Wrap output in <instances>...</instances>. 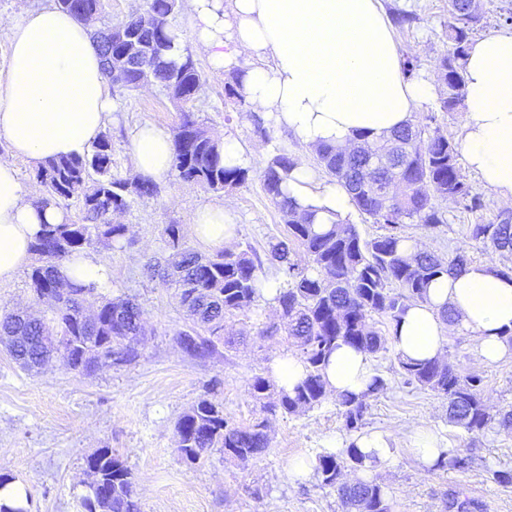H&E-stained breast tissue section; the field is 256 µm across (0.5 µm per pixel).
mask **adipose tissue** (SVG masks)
I'll list each match as a JSON object with an SVG mask.
<instances>
[{
    "label": "adipose tissue",
    "mask_w": 512,
    "mask_h": 512,
    "mask_svg": "<svg viewBox=\"0 0 512 512\" xmlns=\"http://www.w3.org/2000/svg\"><path fill=\"white\" fill-rule=\"evenodd\" d=\"M191 40L212 67L238 76L247 109L273 118L301 142L339 149L369 146L411 123L430 101V80L406 79L380 0H186ZM92 23L76 19L52 0L21 7L4 35L9 65L0 79V282L12 280L32 259L43 225L66 222L26 185L16 159L38 167L52 159L85 155L112 118L115 105L103 72ZM466 97L459 114L462 148L480 186L512 203V32L471 43L465 58ZM133 171L162 181L172 171L173 135L151 122L129 135ZM284 192L319 224L345 221L352 204L338 183L318 181L298 163ZM231 202L197 210L193 236L211 248L233 235ZM63 284L112 286L103 257L83 253L63 260ZM452 310L459 329L478 339L477 354L496 362L512 355V276L472 262L431 283L426 302L410 303L389 343L401 358L443 357ZM379 371L371 354L342 344L325 369L333 396L368 391Z\"/></svg>",
    "instance_id": "obj_1"
}]
</instances>
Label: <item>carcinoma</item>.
<instances>
[{"label":"carcinoma","instance_id":"cac0c4a2","mask_svg":"<svg viewBox=\"0 0 512 512\" xmlns=\"http://www.w3.org/2000/svg\"><path fill=\"white\" fill-rule=\"evenodd\" d=\"M56 5L73 16L87 20L102 9V0H56ZM178 0H150L145 14L128 19L97 37L104 65L123 55L138 56L145 69L132 70L125 90L141 87L142 77L166 89L177 85L180 122L173 130V170L178 179L194 182L219 192L243 184L248 169L226 167L220 142L199 124L194 101L203 82V72L185 51L181 61L169 59L172 50L170 18ZM448 42L450 52L438 68L446 94L439 109L452 113L465 99L462 61L479 19L470 14L468 0H450ZM319 165L341 184L353 206L380 224L385 233L363 237L356 225L335 223L326 229L314 224V214L300 213L283 191L296 158L278 151L261 172L263 186L282 215L286 232L270 244L268 260L283 275V288L276 298L281 325L270 324L259 331L272 338L284 329L288 349L305 365L306 376L293 392L277 386L265 373L252 376L250 394L259 411L297 415L312 410L329 398L323 369L337 342L342 341L370 354L388 350V336L375 326L374 317L398 321L409 302H424L435 278L460 270L472 262L461 249L442 257L421 249L403 256L400 245L411 240L409 224L431 229L443 223L436 201H450L456 208L475 212L483 200L466 180L458 165L456 145L438 126L427 132L414 124L399 128L386 143L375 148L360 145L350 150L331 146L315 149ZM44 186V202L56 206L74 197L81 202L82 224H45L36 237L33 251L38 263L28 272L36 298L53 299L49 313L41 318L8 313L0 316V336L11 337L10 356L25 368L41 366L51 357L64 358L70 367L90 371L98 363L124 365L138 357L142 335V310L133 298L108 299L94 285L60 286V262L84 251L102 239L119 243L127 226L112 224L108 215L130 207L131 193L153 197L157 185L144 180L135 185L112 173V138L104 133L86 155L52 160L36 169ZM469 238L498 252L512 253V214L497 221L478 222L468 227ZM168 251L163 278L171 279L180 292L190 322L178 333L177 341L191 356L205 357L217 346L233 340L224 336V317L246 312L259 302L261 258L250 249L221 248L202 256L187 248L183 230L168 224L162 232ZM405 385H417L448 400L449 421L466 432H483L495 422L512 428V408L490 414L484 403L483 376L461 373L447 361L412 362L397 359ZM378 376L373 387L360 396L336 398L347 433L355 435L364 426L371 397L386 390ZM177 451L188 464H196L213 448L224 458L245 468L270 446L266 421L257 418L238 425L224 416L221 403L202 399L177 422ZM102 483L87 488L85 512H141L130 470L107 449L91 455ZM472 458L459 450L437 463V468L464 473ZM362 465V454L351 443L340 453L323 449L315 456V475L321 485L337 490L344 512H390L382 486L375 480L347 482L344 471ZM485 477L503 488L512 487V468L485 465ZM448 512H484L475 499L451 495Z\"/></svg>","mask_w":512,"mask_h":512}]
</instances>
